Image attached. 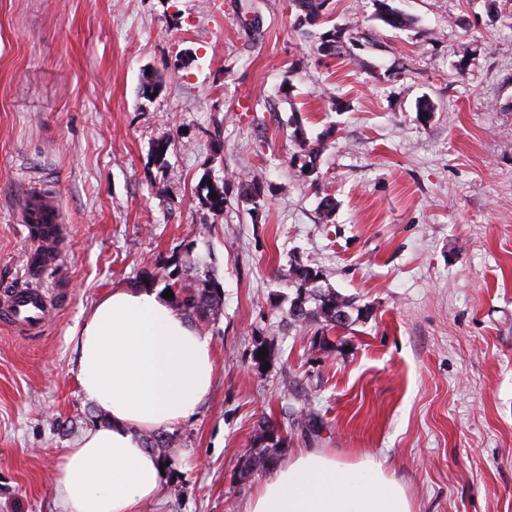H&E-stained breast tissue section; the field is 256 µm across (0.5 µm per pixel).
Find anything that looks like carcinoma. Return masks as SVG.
I'll list each match as a JSON object with an SVG mask.
<instances>
[{
  "label": "carcinoma",
  "instance_id": "cac0c4a2",
  "mask_svg": "<svg viewBox=\"0 0 512 512\" xmlns=\"http://www.w3.org/2000/svg\"><path fill=\"white\" fill-rule=\"evenodd\" d=\"M328 0H294V30L304 38L313 37V27L323 23L327 14ZM385 25L391 28H401L407 25L408 18L396 7L381 2V10L378 15ZM322 51L331 55H340L352 42L350 30L346 27L334 25L321 37ZM293 141L297 147V153L304 157V167L309 172H314L323 145L316 141L307 140L301 128L294 129ZM265 180L261 176L237 178L239 197L253 205V208L262 206L265 200ZM216 198H211L210 194ZM200 196L208 208L214 212H224L226 192L224 183L212 182L200 186ZM194 276L189 283H166L165 288L172 291V301L184 313L192 315L204 322L215 320L221 313L224 304L222 284L213 274L212 266L202 260H197L192 267ZM323 272L318 265L296 264L291 269L289 284L295 288V296L290 302L288 318L294 322L311 323L320 326V330H333L338 327L345 329L354 319L346 323L336 322V306L346 313L353 310V302L350 298L340 294L333 288L322 285ZM146 448L156 453L163 463L170 461L167 448L171 447L173 437L164 433H153L144 439ZM256 446L261 452L246 458L240 469L239 479L245 480L258 470H268L277 465L278 448L282 445V439L275 426L265 420L260 423L255 434Z\"/></svg>",
  "mask_w": 512,
  "mask_h": 512
}]
</instances>
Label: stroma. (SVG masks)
<instances>
[{"instance_id":"obj_1","label":"stroma","mask_w":512,"mask_h":512,"mask_svg":"<svg viewBox=\"0 0 512 512\" xmlns=\"http://www.w3.org/2000/svg\"><path fill=\"white\" fill-rule=\"evenodd\" d=\"M395 5L410 26L328 0L355 41L334 56L294 31L291 0H0V287L58 301L39 335L0 327V512H61L56 462L103 419L77 379L86 314L149 273L187 279L192 258L224 290L199 325L215 384L142 512H245L269 473L239 481V462L267 419L281 462L370 456L415 512H512V0ZM298 126L325 145L317 176ZM259 173L253 211L236 188L220 215L197 192ZM37 196L62 239L33 280ZM295 263L364 312L329 348L286 319ZM293 141L297 147V153L304 157L303 166L309 169V173H313L316 169V162L319 158L323 145L319 141L312 142L307 140L301 128L296 127L292 134ZM37 199L38 201L32 206L30 202L24 215L26 224H23V226L28 231L30 237L36 239L45 247L46 252L43 272H48L53 269L57 261L52 230L57 227L59 223V215L54 201L42 197H37ZM36 221L43 224L41 230L44 231V233H39L35 226L36 224H33V222Z\"/></svg>"}]
</instances>
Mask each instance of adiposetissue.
I'll return each mask as SVG.
<instances>
[{
  "instance_id": "obj_1",
  "label": "adipose tissue",
  "mask_w": 512,
  "mask_h": 512,
  "mask_svg": "<svg viewBox=\"0 0 512 512\" xmlns=\"http://www.w3.org/2000/svg\"><path fill=\"white\" fill-rule=\"evenodd\" d=\"M78 381L111 423L88 430L54 470L63 512H140L166 477L145 434L192 418L214 383L213 347L148 286L115 288L75 338ZM246 512H413L404 487L367 457L302 451L250 498Z\"/></svg>"
}]
</instances>
